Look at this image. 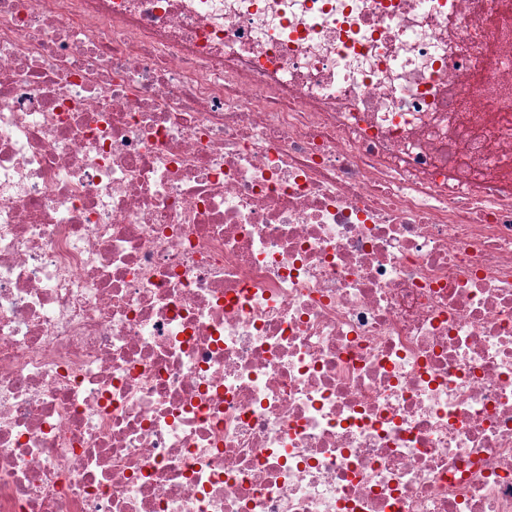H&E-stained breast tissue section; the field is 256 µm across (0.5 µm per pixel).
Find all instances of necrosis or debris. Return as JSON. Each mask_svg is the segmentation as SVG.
I'll return each instance as SVG.
<instances>
[{
    "label": "necrosis or debris",
    "instance_id": "necrosis-or-debris-1",
    "mask_svg": "<svg viewBox=\"0 0 512 512\" xmlns=\"http://www.w3.org/2000/svg\"><path fill=\"white\" fill-rule=\"evenodd\" d=\"M500 0H0V512H512Z\"/></svg>",
    "mask_w": 512,
    "mask_h": 512
}]
</instances>
